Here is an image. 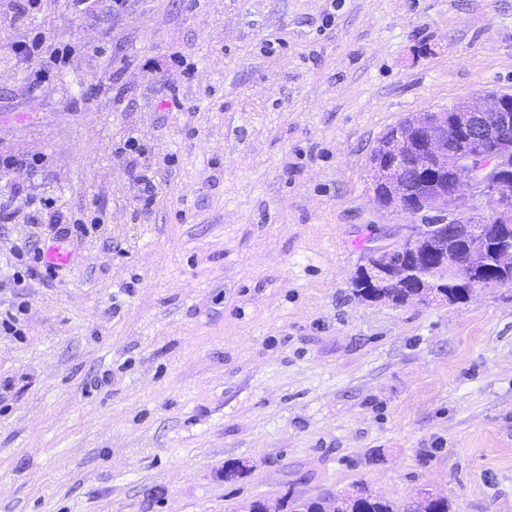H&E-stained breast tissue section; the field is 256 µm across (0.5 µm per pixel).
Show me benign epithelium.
Wrapping results in <instances>:
<instances>
[{
	"label": "benign epithelium",
	"mask_w": 512,
	"mask_h": 512,
	"mask_svg": "<svg viewBox=\"0 0 512 512\" xmlns=\"http://www.w3.org/2000/svg\"><path fill=\"white\" fill-rule=\"evenodd\" d=\"M414 139L432 167L448 173V182L431 185L425 194L393 179ZM382 151L390 162L372 175L389 182L397 210L416 219L427 213L443 217L437 224L412 222L399 253L435 246L450 232H475L490 217L512 224V93L485 92L446 110L420 112L394 127ZM492 258L498 270L512 272V240L499 241ZM448 268L453 281L470 290L487 284L473 252L448 259Z\"/></svg>",
	"instance_id": "7a95c632"
}]
</instances>
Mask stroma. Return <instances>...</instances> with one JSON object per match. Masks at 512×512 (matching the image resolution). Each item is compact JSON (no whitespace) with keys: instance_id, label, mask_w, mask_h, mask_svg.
<instances>
[{"instance_id":"stroma-1","label":"stroma","mask_w":512,"mask_h":512,"mask_svg":"<svg viewBox=\"0 0 512 512\" xmlns=\"http://www.w3.org/2000/svg\"><path fill=\"white\" fill-rule=\"evenodd\" d=\"M23 2L0 0V512L360 483L512 512V286L352 287L411 222L377 206L374 148L512 91V0ZM38 36L58 58L16 54ZM29 236L64 255L41 280Z\"/></svg>"}]
</instances>
